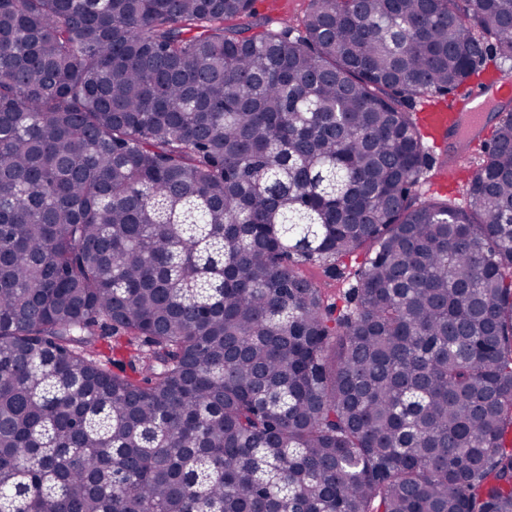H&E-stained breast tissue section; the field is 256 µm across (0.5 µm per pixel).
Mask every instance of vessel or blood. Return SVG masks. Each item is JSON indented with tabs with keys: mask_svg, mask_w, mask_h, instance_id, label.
<instances>
[{
	"mask_svg": "<svg viewBox=\"0 0 512 512\" xmlns=\"http://www.w3.org/2000/svg\"><path fill=\"white\" fill-rule=\"evenodd\" d=\"M512 93V75L498 70L488 75L482 85L461 91L447 106L419 113L423 128L436 139L448 143L440 157L449 178H457L464 171L463 161L471 144L482 140L490 120L488 112L493 102Z\"/></svg>",
	"mask_w": 512,
	"mask_h": 512,
	"instance_id": "vessel-or-blood-1",
	"label": "vessel or blood"
}]
</instances>
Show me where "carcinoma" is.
Segmentation results:
<instances>
[{"label":"carcinoma","mask_w":512,"mask_h":512,"mask_svg":"<svg viewBox=\"0 0 512 512\" xmlns=\"http://www.w3.org/2000/svg\"><path fill=\"white\" fill-rule=\"evenodd\" d=\"M253 15L0 0V512H512V111L463 206L411 112L512 0ZM270 2H282L279 7H272ZM309 0H256V14L246 20L239 21V24L248 23L252 26L250 33H258L266 28H277L288 26L294 35L301 34V19L309 7ZM282 15H287L290 23L281 20ZM266 22V24H263ZM300 269L311 279L319 284L321 288H324L328 292L331 299L334 298L336 302V290L343 288L344 290L349 288V284H342L341 280L330 277L325 272V267L317 264H305L300 266Z\"/></svg>","instance_id":"1"}]
</instances>
